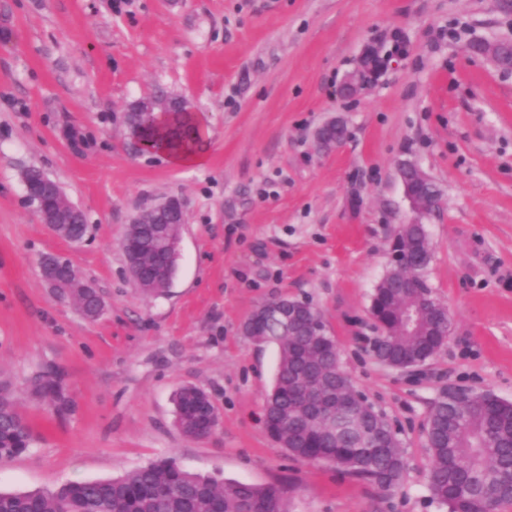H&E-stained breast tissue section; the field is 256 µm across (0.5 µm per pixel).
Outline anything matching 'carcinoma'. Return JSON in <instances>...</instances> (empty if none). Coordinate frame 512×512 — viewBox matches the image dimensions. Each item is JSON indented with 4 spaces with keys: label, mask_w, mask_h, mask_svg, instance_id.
I'll use <instances>...</instances> for the list:
<instances>
[{
    "label": "carcinoma",
    "mask_w": 512,
    "mask_h": 512,
    "mask_svg": "<svg viewBox=\"0 0 512 512\" xmlns=\"http://www.w3.org/2000/svg\"><path fill=\"white\" fill-rule=\"evenodd\" d=\"M164 91L130 104L125 114L127 130L155 149L166 144L179 151L199 142V132L186 112H174L165 126L154 125L145 113L155 109ZM61 236L82 239L86 218L78 213L69 226L58 225ZM390 246L400 250L405 265H393L375 288L370 313L380 333V362L408 368L425 364L446 343L448 312L422 300L431 291L426 273L433 245L424 225L401 224ZM65 297L75 300L83 313L99 317L95 300L81 288H70ZM316 337L298 325L285 327L276 317L268 318L261 335L253 340L278 347V363L264 414L268 433L288 452L303 460L336 465L351 477L380 492L397 488L406 471L401 443L389 440L376 446L375 430L381 422L364 406L350 409L349 418L367 429L364 437L332 433L317 421H302L300 408L291 405L299 381L319 379L351 401V379L338 373L339 352L334 338L321 325ZM30 393L50 401L57 411L70 407L56 373L36 376ZM206 392L193 385L174 395L175 423L191 439L207 436L209 427L198 417L197 404ZM431 453L429 490L432 500L449 512H497L512 504V402L489 390L464 392L461 399L445 394L429 411L426 428ZM30 429L16 408L11 382L0 381V464L11 461L29 448ZM0 512H287L281 488L226 480L219 483L192 473L172 457L160 458L122 476L84 482H68L47 492H0Z\"/></svg>",
    "instance_id": "carcinoma-1"
}]
</instances>
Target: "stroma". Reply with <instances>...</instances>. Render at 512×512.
Here are the masks:
<instances>
[{
  "label": "stroma",
  "instance_id": "35a3bbf8",
  "mask_svg": "<svg viewBox=\"0 0 512 512\" xmlns=\"http://www.w3.org/2000/svg\"><path fill=\"white\" fill-rule=\"evenodd\" d=\"M0 380L33 442L0 467V491L116 477L163 457L186 469L279 485L289 512H448L429 491L426 424L451 387L512 401V72L467 52L512 38L497 0H0ZM378 50L381 74L350 99L345 78ZM165 87L210 130L209 160L178 168L133 154L113 116ZM348 136L323 147L317 129ZM441 190L426 219L397 168ZM39 166L87 217L59 237L27 202ZM182 200L181 257L166 296L142 295L121 249L131 218ZM425 222L427 277L448 308V343L420 374L365 350L372 293L398 225ZM70 261L102 295L87 319L43 280ZM309 301L342 369L399 430L407 470L390 494L291 458L261 421L277 360L242 325L261 304ZM57 372L67 412L28 382ZM192 384L218 415L185 437L173 396Z\"/></svg>",
  "mask_w": 512,
  "mask_h": 512
}]
</instances>
